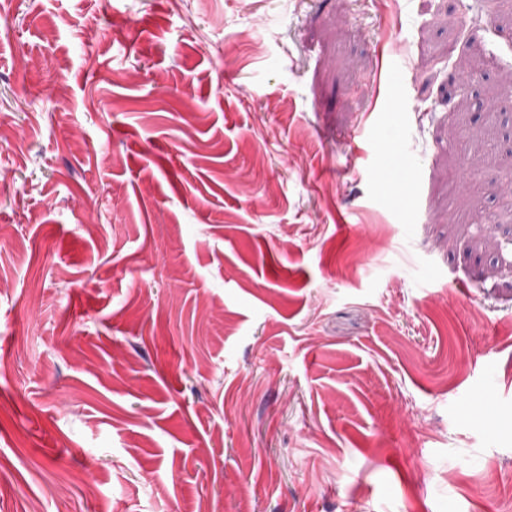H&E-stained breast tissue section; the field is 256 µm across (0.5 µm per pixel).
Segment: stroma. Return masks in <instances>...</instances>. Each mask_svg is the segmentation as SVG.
Returning a JSON list of instances; mask_svg holds the SVG:
<instances>
[{"instance_id": "stroma-1", "label": "stroma", "mask_w": 512, "mask_h": 512, "mask_svg": "<svg viewBox=\"0 0 512 512\" xmlns=\"http://www.w3.org/2000/svg\"><path fill=\"white\" fill-rule=\"evenodd\" d=\"M510 72L512 0H0V512H512Z\"/></svg>"}]
</instances>
